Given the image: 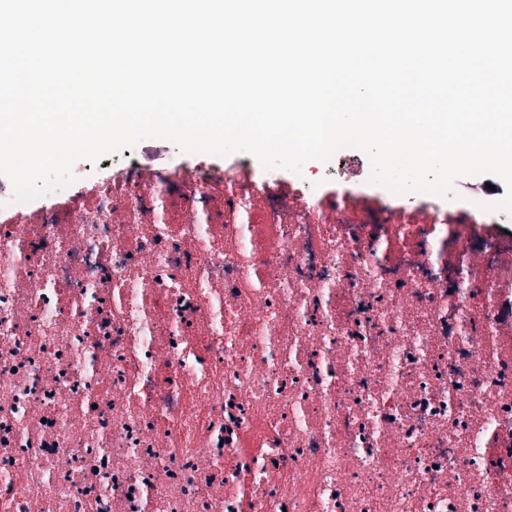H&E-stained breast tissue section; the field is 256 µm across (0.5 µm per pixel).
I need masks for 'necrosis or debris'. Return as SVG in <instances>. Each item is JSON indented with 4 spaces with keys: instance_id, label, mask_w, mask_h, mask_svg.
Wrapping results in <instances>:
<instances>
[{
    "instance_id": "4bbe7bcc",
    "label": "necrosis or debris",
    "mask_w": 512,
    "mask_h": 512,
    "mask_svg": "<svg viewBox=\"0 0 512 512\" xmlns=\"http://www.w3.org/2000/svg\"><path fill=\"white\" fill-rule=\"evenodd\" d=\"M0 209V512H512V240L243 163Z\"/></svg>"
}]
</instances>
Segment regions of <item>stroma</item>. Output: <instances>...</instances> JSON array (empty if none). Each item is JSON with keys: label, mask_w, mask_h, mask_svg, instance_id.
I'll list each match as a JSON object with an SVG mask.
<instances>
[{"label": "stroma", "mask_w": 512, "mask_h": 512, "mask_svg": "<svg viewBox=\"0 0 512 512\" xmlns=\"http://www.w3.org/2000/svg\"><path fill=\"white\" fill-rule=\"evenodd\" d=\"M122 157L145 165L190 167L196 164L194 154L181 152L174 144L161 139H145L134 147L123 149ZM284 179L302 176L325 191H332L339 198L358 199L374 208L394 212L404 217L424 214L430 217L440 213L449 216H469L481 224H495L512 237V213L501 210L499 204L508 192L506 183L497 175L484 173L459 178L454 185V196L424 197L418 194L394 195L389 190L372 184L371 164L363 151L346 147L339 150L330 161L311 160L304 164L301 174L280 170ZM492 185L493 194H481L480 188Z\"/></svg>", "instance_id": "obj_1"}]
</instances>
